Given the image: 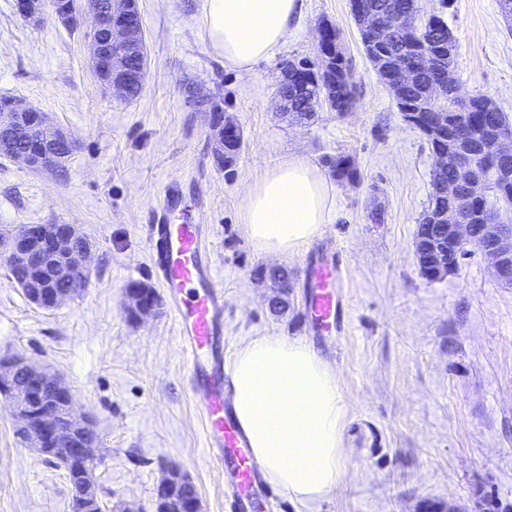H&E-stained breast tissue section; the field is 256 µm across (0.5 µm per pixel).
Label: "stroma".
<instances>
[{
  "instance_id": "stroma-1",
  "label": "stroma",
  "mask_w": 512,
  "mask_h": 512,
  "mask_svg": "<svg viewBox=\"0 0 512 512\" xmlns=\"http://www.w3.org/2000/svg\"><path fill=\"white\" fill-rule=\"evenodd\" d=\"M138 3L148 67L128 101L90 67V17L72 30L50 15L35 25L16 0H0V98L27 101L75 142L60 168L0 156V234L73 224L92 244L87 286L51 310L32 305L0 259V355L24 356L71 388L98 437L102 512H155L154 486L172 466L193 481L202 512H229L174 318L163 303L141 321L125 312L127 288L156 282L147 226L172 192L210 229L225 354L262 336L311 343L344 397L338 486L313 503L275 488L265 512H512V285L475 247L447 277L421 274L414 242L434 155L376 76L351 0H302L283 49L248 72L201 37V0ZM447 11L460 94L486 95L512 120V22L497 0H451ZM323 22L348 60L354 104L300 124L278 108L280 64L316 60ZM196 85L221 94L244 130L232 171L214 163L207 116L188 97ZM288 154L320 168L347 155L359 177L333 181L328 222L310 245L261 254L240 207ZM339 253L346 318L340 332L319 333L306 318L304 271ZM274 265L294 275L277 315L260 274ZM69 499L64 470L21 442L0 399V512H69Z\"/></svg>"
}]
</instances>
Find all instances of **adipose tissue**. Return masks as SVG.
Returning a JSON list of instances; mask_svg holds the SVG:
<instances>
[{"label":"adipose tissue","mask_w":512,"mask_h":512,"mask_svg":"<svg viewBox=\"0 0 512 512\" xmlns=\"http://www.w3.org/2000/svg\"><path fill=\"white\" fill-rule=\"evenodd\" d=\"M302 0H202L211 50L242 71L272 58L301 16ZM330 186L300 155L279 159L252 184L239 213L258 252L291 254L328 220ZM230 403L264 474L305 502L342 475L344 404L336 371L309 344L285 336L243 343L226 368Z\"/></svg>","instance_id":"ef3b65f1"}]
</instances>
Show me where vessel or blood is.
<instances>
[{
    "label": "vessel or blood",
    "mask_w": 512,
    "mask_h": 512,
    "mask_svg": "<svg viewBox=\"0 0 512 512\" xmlns=\"http://www.w3.org/2000/svg\"><path fill=\"white\" fill-rule=\"evenodd\" d=\"M178 206L168 200L156 223L148 227L153 272L168 299L190 366L189 390L203 415L204 446L215 464L236 485L230 512L243 499L258 503L265 493L261 469L233 416L226 396L224 364V291L217 284L204 225L176 222ZM341 261L320 264L312 273L314 293L309 314L318 330L340 328L345 318L336 291Z\"/></svg>",
    "instance_id": "b4317fda"
}]
</instances>
